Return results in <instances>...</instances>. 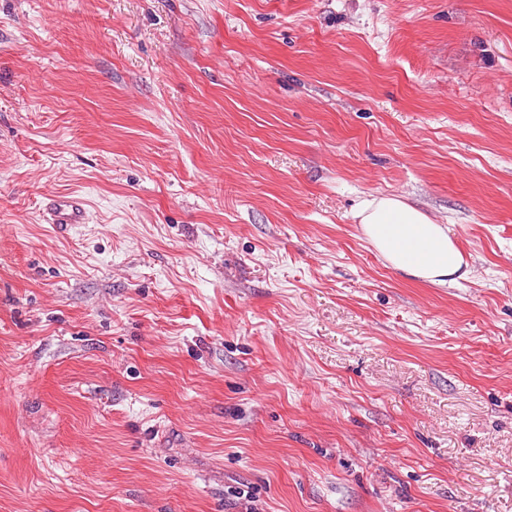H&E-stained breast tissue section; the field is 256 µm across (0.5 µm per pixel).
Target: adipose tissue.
I'll return each instance as SVG.
<instances>
[{
  "label": "adipose tissue",
  "instance_id": "adipose-tissue-1",
  "mask_svg": "<svg viewBox=\"0 0 512 512\" xmlns=\"http://www.w3.org/2000/svg\"><path fill=\"white\" fill-rule=\"evenodd\" d=\"M356 216L368 244L386 265L437 285L466 279L463 256L447 225L396 196L364 201Z\"/></svg>",
  "mask_w": 512,
  "mask_h": 512
}]
</instances>
